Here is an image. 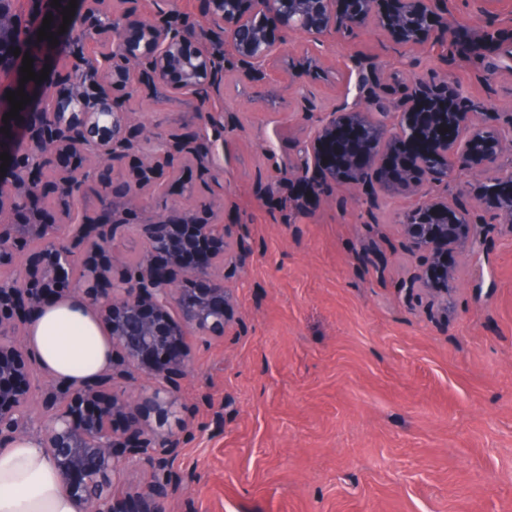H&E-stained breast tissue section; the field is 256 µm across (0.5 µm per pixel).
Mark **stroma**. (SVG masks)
Masks as SVG:
<instances>
[{
  "label": "stroma",
  "mask_w": 512,
  "mask_h": 512,
  "mask_svg": "<svg viewBox=\"0 0 512 512\" xmlns=\"http://www.w3.org/2000/svg\"><path fill=\"white\" fill-rule=\"evenodd\" d=\"M482 56L366 34L314 50L335 86L305 84L267 108L224 87V225L245 264L224 272L235 315L200 338L176 378L171 512H512V232L481 214L484 246L463 261L441 314L404 286L417 265L397 227L408 197L331 192L296 205L264 191L320 113L357 96L358 62L388 75L449 68L473 97L512 113V74L478 69L512 40V0H451Z\"/></svg>",
  "instance_id": "stroma-1"
}]
</instances>
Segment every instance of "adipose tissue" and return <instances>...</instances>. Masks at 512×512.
<instances>
[{
	"mask_svg": "<svg viewBox=\"0 0 512 512\" xmlns=\"http://www.w3.org/2000/svg\"><path fill=\"white\" fill-rule=\"evenodd\" d=\"M37 362L66 380L95 378L112 361V343L83 303L52 305L29 328ZM0 512H74L43 448L30 438L0 452Z\"/></svg>",
	"mask_w": 512,
	"mask_h": 512,
	"instance_id": "1",
	"label": "adipose tissue"
}]
</instances>
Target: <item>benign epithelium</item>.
Instances as JSON below:
<instances>
[{"instance_id": "benign-epithelium-1", "label": "benign epithelium", "mask_w": 512, "mask_h": 512, "mask_svg": "<svg viewBox=\"0 0 512 512\" xmlns=\"http://www.w3.org/2000/svg\"><path fill=\"white\" fill-rule=\"evenodd\" d=\"M199 3L201 19L191 21L176 0L163 14L141 11L137 0L118 11L110 0L97 8L79 0L66 28L72 52L56 63V84L23 83L40 107L21 113L26 148L0 185V267L18 268L14 281H0V447L28 436V417L38 408V440L75 512H169L180 490L170 469L179 438L164 428L175 400L170 391L120 383L110 369L82 383L39 377L27 341L32 319L78 300L94 312L122 365L141 378L167 383L188 374L198 338L224 333L230 321L234 297L224 270L244 259L224 225L198 218L200 210L224 213V167L214 151L224 123L213 106L224 99V85H261L272 70L287 75L290 87L303 79L336 85V72L318 55L291 46L297 37L352 45L374 33L412 47L460 39L446 0ZM8 4L0 0V70L15 92L40 25L24 43L8 39L15 30ZM142 88L193 106L196 130L174 135L128 106ZM380 90L391 86L376 76L359 99L318 120L302 157L276 165L266 193L292 186L303 204L324 188L412 197L399 228L423 261L405 287L446 313L458 259L482 236L475 211H490L512 232V171L500 172L502 158L512 156V132L499 125L494 100L462 94L446 68L411 75L391 121L371 110ZM132 153L141 154L139 162L114 180L116 165ZM176 158L210 181L189 208L161 195ZM472 172L489 175L482 185L467 184L475 205L448 202L440 187ZM52 178L67 186L65 205L92 193L99 206L79 219L66 208L48 215ZM119 208L147 216L138 225L136 260L114 247ZM141 454L152 469L140 476Z\"/></svg>"}]
</instances>
